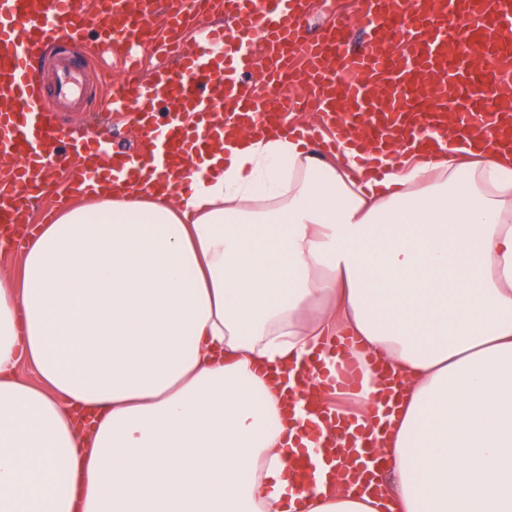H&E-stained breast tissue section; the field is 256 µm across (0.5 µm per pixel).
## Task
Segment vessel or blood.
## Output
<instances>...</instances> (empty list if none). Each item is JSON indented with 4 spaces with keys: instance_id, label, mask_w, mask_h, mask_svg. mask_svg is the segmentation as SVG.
I'll return each mask as SVG.
<instances>
[{
    "instance_id": "obj_1",
    "label": "vessel or blood",
    "mask_w": 512,
    "mask_h": 512,
    "mask_svg": "<svg viewBox=\"0 0 512 512\" xmlns=\"http://www.w3.org/2000/svg\"><path fill=\"white\" fill-rule=\"evenodd\" d=\"M309 0H169L164 23L153 20L155 0H0V223L26 220L31 193L66 174L69 189L97 180L129 178L149 165L181 172L194 155L243 130H273L311 139L332 152L348 145L376 151L401 140L426 149L449 132L512 147V0H359L356 23L366 40L351 45L344 26L323 37L303 35ZM223 9L227 21L205 26L191 45L178 41L200 12ZM123 59L124 77L95 73L91 59L72 66L52 60V88H43L34 50L84 39L87 28ZM152 44L172 57L141 75L142 50ZM279 87L290 77L311 98L313 126L287 121L258 96L250 73ZM109 112L127 113L139 148L111 156L108 133H75L60 115L82 112L87 98ZM354 337H338L323 361L305 369L306 441L348 462L340 474L370 487L371 428L323 403L346 398L363 371Z\"/></svg>"
}]
</instances>
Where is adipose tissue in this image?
Returning <instances> with one entry per match:
<instances>
[{
  "label": "adipose tissue",
  "mask_w": 512,
  "mask_h": 512,
  "mask_svg": "<svg viewBox=\"0 0 512 512\" xmlns=\"http://www.w3.org/2000/svg\"><path fill=\"white\" fill-rule=\"evenodd\" d=\"M244 136L96 185L0 270V512H512V154ZM399 372L383 493L288 465L282 373Z\"/></svg>",
  "instance_id": "ef3b65f1"
}]
</instances>
